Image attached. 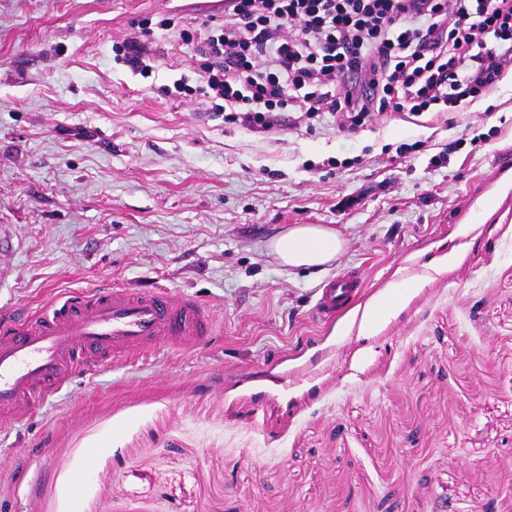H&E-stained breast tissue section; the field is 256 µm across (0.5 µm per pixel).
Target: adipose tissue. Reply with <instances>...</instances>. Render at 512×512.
<instances>
[{
	"label": "adipose tissue",
	"instance_id": "1",
	"mask_svg": "<svg viewBox=\"0 0 512 512\" xmlns=\"http://www.w3.org/2000/svg\"><path fill=\"white\" fill-rule=\"evenodd\" d=\"M344 245V240L332 228L299 224L273 239L269 251L285 269L318 268L336 261Z\"/></svg>",
	"mask_w": 512,
	"mask_h": 512
}]
</instances>
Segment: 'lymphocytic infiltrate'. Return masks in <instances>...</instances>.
<instances>
[{"label": "lymphocytic infiltrate", "mask_w": 512, "mask_h": 512, "mask_svg": "<svg viewBox=\"0 0 512 512\" xmlns=\"http://www.w3.org/2000/svg\"><path fill=\"white\" fill-rule=\"evenodd\" d=\"M201 81L254 133L277 112L356 132L384 112H447L512 72V0H224Z\"/></svg>", "instance_id": "f902f5d3"}]
</instances>
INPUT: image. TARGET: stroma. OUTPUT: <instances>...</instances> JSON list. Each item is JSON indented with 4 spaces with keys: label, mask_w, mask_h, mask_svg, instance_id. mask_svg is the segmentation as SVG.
Here are the masks:
<instances>
[{
    "label": "stroma",
    "mask_w": 512,
    "mask_h": 512,
    "mask_svg": "<svg viewBox=\"0 0 512 512\" xmlns=\"http://www.w3.org/2000/svg\"><path fill=\"white\" fill-rule=\"evenodd\" d=\"M174 14L0 0V315L117 283L215 316L0 428V512H512V74L449 118L257 135L171 92L205 66L178 32L152 29L151 77L114 61ZM294 224L344 255L283 271L266 246ZM350 270L358 301L317 324ZM362 288L356 278L344 275L323 284L314 306L316 317L324 322H332L344 313L355 301Z\"/></svg>",
    "instance_id": "obj_1"
}]
</instances>
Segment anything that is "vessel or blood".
I'll return each instance as SVG.
<instances>
[{"instance_id": "b4317fda", "label": "vessel or blood", "mask_w": 512, "mask_h": 512, "mask_svg": "<svg viewBox=\"0 0 512 512\" xmlns=\"http://www.w3.org/2000/svg\"><path fill=\"white\" fill-rule=\"evenodd\" d=\"M361 284L345 275L319 290L316 317L331 322L356 300ZM213 317L198 301L166 290L120 286L70 293L25 319L0 323V422L22 421L39 398L76 374L146 355L164 344L203 342Z\"/></svg>"}]
</instances>
